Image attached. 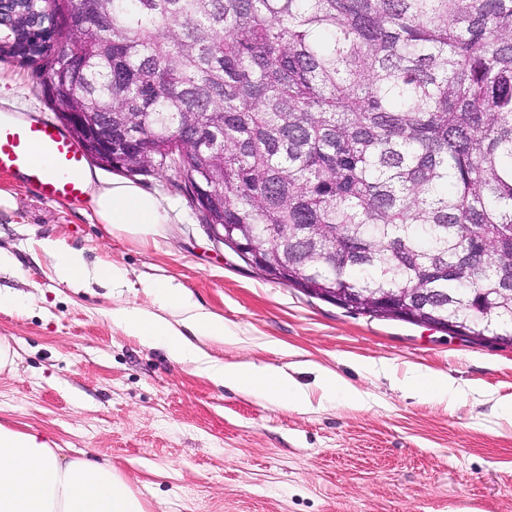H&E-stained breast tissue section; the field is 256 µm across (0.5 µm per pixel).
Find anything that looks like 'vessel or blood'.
<instances>
[{
  "label": "vessel or blood",
  "instance_id": "vessel-or-blood-1",
  "mask_svg": "<svg viewBox=\"0 0 512 512\" xmlns=\"http://www.w3.org/2000/svg\"><path fill=\"white\" fill-rule=\"evenodd\" d=\"M86 163L79 145L51 119L0 121V173L22 177L44 199L82 200Z\"/></svg>",
  "mask_w": 512,
  "mask_h": 512
}]
</instances>
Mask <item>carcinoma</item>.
<instances>
[{
    "label": "carcinoma",
    "instance_id": "cac0c4a2",
    "mask_svg": "<svg viewBox=\"0 0 512 512\" xmlns=\"http://www.w3.org/2000/svg\"><path fill=\"white\" fill-rule=\"evenodd\" d=\"M19 0L0 56L46 67L55 112L157 145L197 121L203 157L164 159L206 224L260 239L350 291L419 288L512 347V0ZM122 112L144 124L121 130ZM224 162V198L209 199Z\"/></svg>",
    "mask_w": 512,
    "mask_h": 512
}]
</instances>
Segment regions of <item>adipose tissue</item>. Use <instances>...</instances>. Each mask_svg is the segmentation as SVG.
Instances as JSON below:
<instances>
[{
	"label": "adipose tissue",
	"mask_w": 512,
	"mask_h": 512,
	"mask_svg": "<svg viewBox=\"0 0 512 512\" xmlns=\"http://www.w3.org/2000/svg\"><path fill=\"white\" fill-rule=\"evenodd\" d=\"M95 213L110 231L130 235L147 245L161 235L169 217L153 194L127 182L92 192ZM41 248L52 259L56 278L72 288L97 282L118 288L126 283L123 269L90 267L83 251L46 238ZM157 312L137 306L111 310L113 325L126 335L164 349L180 363L192 364L214 383L233 387L256 399L303 413L311 406L312 391L321 398L362 408L367 395L344 377L317 367L314 389L295 381L283 370L250 362L214 359L195 345V338L234 343L236 329L223 316L203 310L184 288L169 281L143 282ZM401 389L420 400L454 406L463 389L443 372L415 368L400 379ZM0 512H145L139 497L111 464L70 458L52 439L38 431H20L0 424Z\"/></svg>",
	"instance_id": "adipose-tissue-1"
}]
</instances>
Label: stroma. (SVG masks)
Here are the masks:
<instances>
[{
	"instance_id": "stroma-1",
	"label": "stroma",
	"mask_w": 512,
	"mask_h": 512,
	"mask_svg": "<svg viewBox=\"0 0 512 512\" xmlns=\"http://www.w3.org/2000/svg\"><path fill=\"white\" fill-rule=\"evenodd\" d=\"M41 69L0 58V113L51 116ZM106 183L132 180L170 215L142 246L109 231L88 201H47L0 174L13 198L0 209V249L15 259L0 292V338L14 362L0 370V423L38 430L68 456L112 463L146 512H512V424L494 401L512 396V347L474 344L400 321L350 315L274 283L215 244L173 173L127 176L90 165ZM51 237L89 264L123 267L127 284L71 288L41 250ZM168 279L238 326L241 343L203 342L224 361L291 371L313 362L370 395L369 407L315 403L299 413L213 383L162 349L125 335L108 312L151 309L141 284ZM276 338L287 353L268 350ZM419 365L477 384L451 409L404 397L371 372Z\"/></svg>"
}]
</instances>
